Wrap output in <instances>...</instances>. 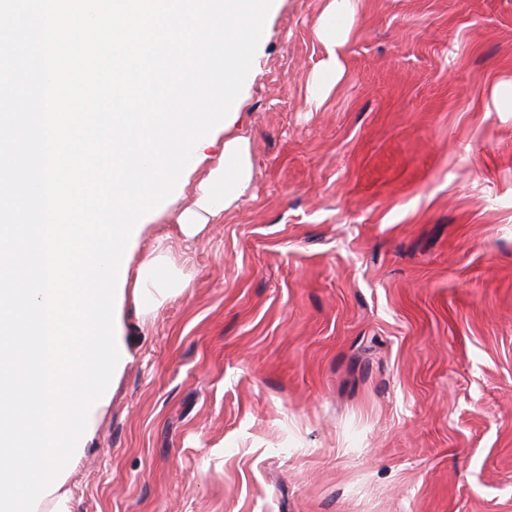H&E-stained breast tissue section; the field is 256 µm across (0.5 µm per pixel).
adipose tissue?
I'll return each mask as SVG.
<instances>
[{
    "label": "adipose tissue",
    "instance_id": "ef3b65f1",
    "mask_svg": "<svg viewBox=\"0 0 512 512\" xmlns=\"http://www.w3.org/2000/svg\"><path fill=\"white\" fill-rule=\"evenodd\" d=\"M352 0H329L316 29L324 57L307 88L309 111H318L344 73L343 48L350 35Z\"/></svg>",
    "mask_w": 512,
    "mask_h": 512
}]
</instances>
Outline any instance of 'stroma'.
Segmentation results:
<instances>
[{"label":"stroma","instance_id":"stroma-1","mask_svg":"<svg viewBox=\"0 0 512 512\" xmlns=\"http://www.w3.org/2000/svg\"><path fill=\"white\" fill-rule=\"evenodd\" d=\"M326 4L266 17L247 193L149 212L187 287L125 300L71 512H512V0H356L311 112Z\"/></svg>","mask_w":512,"mask_h":512}]
</instances>
